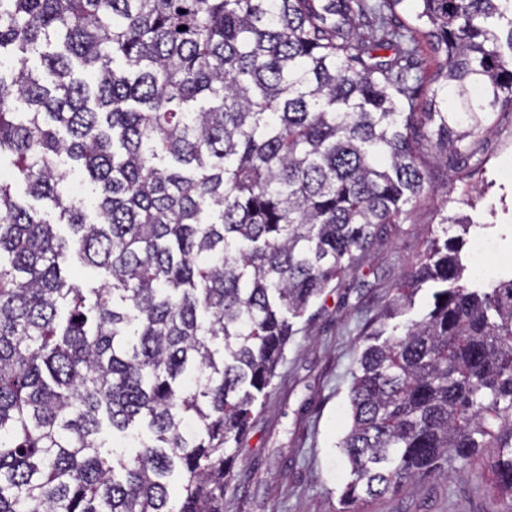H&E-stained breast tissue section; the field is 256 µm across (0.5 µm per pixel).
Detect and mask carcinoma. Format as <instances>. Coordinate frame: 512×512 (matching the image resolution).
<instances>
[{
  "label": "carcinoma",
  "instance_id": "carcinoma-1",
  "mask_svg": "<svg viewBox=\"0 0 512 512\" xmlns=\"http://www.w3.org/2000/svg\"><path fill=\"white\" fill-rule=\"evenodd\" d=\"M403 2L0 0V158L67 229L0 179V512H224L295 321L438 191L453 213L360 332L340 512L483 448L512 498V278H464L469 200L427 176L512 110V0H415L444 54L423 104ZM60 169L66 172L64 185L67 190L91 202L95 192V186L88 176L84 175L79 169L71 168L70 164L63 158L59 163Z\"/></svg>",
  "mask_w": 512,
  "mask_h": 512
}]
</instances>
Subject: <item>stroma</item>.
I'll return each mask as SVG.
<instances>
[{
	"mask_svg": "<svg viewBox=\"0 0 512 512\" xmlns=\"http://www.w3.org/2000/svg\"><path fill=\"white\" fill-rule=\"evenodd\" d=\"M482 142L484 163L458 179L430 163L432 179L455 194L483 187L471 215L492 250L488 278L512 275V114ZM440 197L423 201L410 220L373 248L364 273L327 289L295 324L273 386L254 411L224 512H337L348 475L337 446L350 425L348 395L359 330L390 300L408 261L438 229ZM491 449L467 475H433L367 504V512H494L502 500L492 481Z\"/></svg>",
	"mask_w": 512,
	"mask_h": 512,
	"instance_id": "obj_1",
	"label": "stroma"
}]
</instances>
